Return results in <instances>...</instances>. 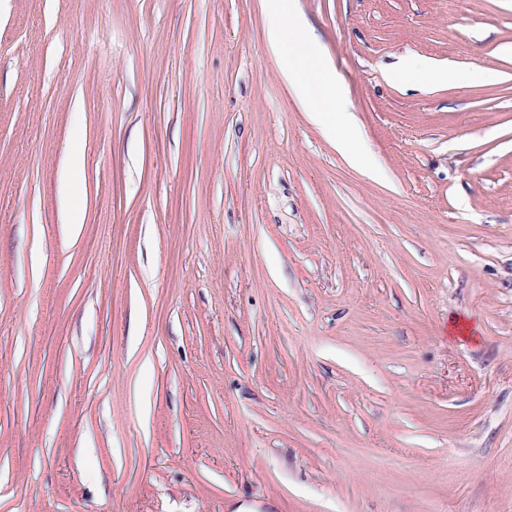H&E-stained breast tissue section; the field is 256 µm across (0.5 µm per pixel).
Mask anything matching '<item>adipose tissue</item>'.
I'll return each mask as SVG.
<instances>
[{
	"instance_id": "adipose-tissue-1",
	"label": "adipose tissue",
	"mask_w": 512,
	"mask_h": 512,
	"mask_svg": "<svg viewBox=\"0 0 512 512\" xmlns=\"http://www.w3.org/2000/svg\"><path fill=\"white\" fill-rule=\"evenodd\" d=\"M266 9L269 48L284 58L283 75L310 122L328 135L338 128L347 130L349 136L337 140V150L345 154L353 166L376 174V167L357 146L360 132L345 102V93L324 64L321 47L302 21L296 0H267ZM398 76L415 82L465 84L476 79L477 74L469 69L443 67L427 59L411 58Z\"/></svg>"
}]
</instances>
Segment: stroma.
<instances>
[{
	"label": "stroma",
	"mask_w": 512,
	"mask_h": 512,
	"mask_svg": "<svg viewBox=\"0 0 512 512\" xmlns=\"http://www.w3.org/2000/svg\"><path fill=\"white\" fill-rule=\"evenodd\" d=\"M297 4L382 179L264 0L0 6V512H512V0ZM266 9L269 48L288 61L283 67V75L310 122L327 135L337 128L347 130L350 138L336 139V149L345 154L353 166L377 176L378 171L367 154L354 146L359 141L360 132L345 103V93L336 76L323 63L320 44L302 21L296 0H267ZM327 112H336L333 120ZM489 72H475L458 67H443L427 59H408L402 68L395 74L398 78L414 82L456 84L469 83L478 77L488 76Z\"/></svg>",
	"instance_id": "stroma-1"
}]
</instances>
